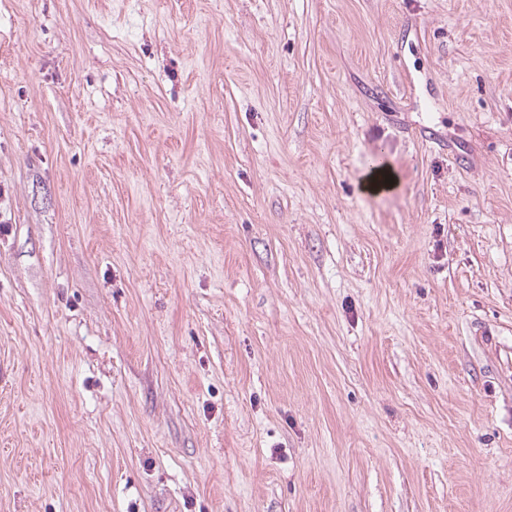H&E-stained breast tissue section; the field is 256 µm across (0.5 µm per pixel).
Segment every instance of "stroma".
Instances as JSON below:
<instances>
[{
    "label": "stroma",
    "mask_w": 512,
    "mask_h": 512,
    "mask_svg": "<svg viewBox=\"0 0 512 512\" xmlns=\"http://www.w3.org/2000/svg\"><path fill=\"white\" fill-rule=\"evenodd\" d=\"M0 512H512V0H0ZM385 179H393V184L385 183ZM397 186L398 179L391 172L382 169H374L362 181L363 191L371 194L392 191Z\"/></svg>",
    "instance_id": "1"
}]
</instances>
